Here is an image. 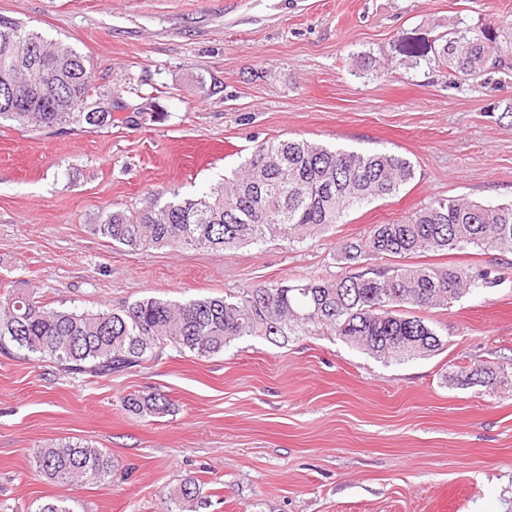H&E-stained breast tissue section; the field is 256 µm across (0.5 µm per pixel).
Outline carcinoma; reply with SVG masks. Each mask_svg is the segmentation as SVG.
Wrapping results in <instances>:
<instances>
[{
    "label": "carcinoma",
    "instance_id": "carcinoma-1",
    "mask_svg": "<svg viewBox=\"0 0 512 512\" xmlns=\"http://www.w3.org/2000/svg\"><path fill=\"white\" fill-rule=\"evenodd\" d=\"M436 61L454 75L477 78L512 73V32L499 39L488 24L478 31L454 29L437 38ZM32 47L33 69L16 72L15 54ZM14 74L19 110L0 107V123L34 130L58 126L102 127L110 112L87 111L92 100L90 60L62 41H47L23 23L0 27V74ZM414 177L409 159L386 151L331 148L306 139L257 145L241 169L224 183L192 198L158 192L134 213L105 212L95 234L132 250L197 248L222 250L281 238L303 241L341 223L346 213L396 194ZM469 246L512 253V202L483 205L438 198L401 220L374 224L344 250V260L396 262L371 276L303 277L288 285H259L238 295L171 303L144 297L119 309L98 312L55 309L38 291L0 281V351L48 358L73 374H110L156 358L166 347L198 357L224 353L231 341L291 333L337 336L386 361H405L443 349V336L416 311L452 304L474 288L491 287L488 271L464 265L409 264L414 256ZM494 366L452 375L459 386L491 387ZM133 414L164 415L172 403L161 393L123 399ZM35 472L52 482L94 485L112 475V456L83 441L39 448ZM178 512L204 504L200 485L186 481L174 495Z\"/></svg>",
    "mask_w": 512,
    "mask_h": 512
}]
</instances>
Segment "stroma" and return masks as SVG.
Returning a JSON list of instances; mask_svg holds the SVG:
<instances>
[{"label":"stroma","instance_id":"obj_1","mask_svg":"<svg viewBox=\"0 0 512 512\" xmlns=\"http://www.w3.org/2000/svg\"><path fill=\"white\" fill-rule=\"evenodd\" d=\"M0 15L92 64L104 127L0 126V279L51 306L183 303L302 276L333 278L346 243L437 198L512 200V76L460 80L434 61L448 30L512 19V0H0ZM307 139L408 158L398 194L301 243L131 250L93 234L101 212L156 192L200 195L260 143ZM421 262L497 276L425 311L442 350L387 362L334 336L168 347L109 376L0 353V512H167L201 485L202 512H512V372L458 387L461 365L512 362V253L467 247ZM159 392L162 417L125 411ZM83 439L115 464L103 484L36 476V449ZM124 408L133 414L164 415L170 412L172 403L164 394H133L123 399Z\"/></svg>","mask_w":512,"mask_h":512}]
</instances>
